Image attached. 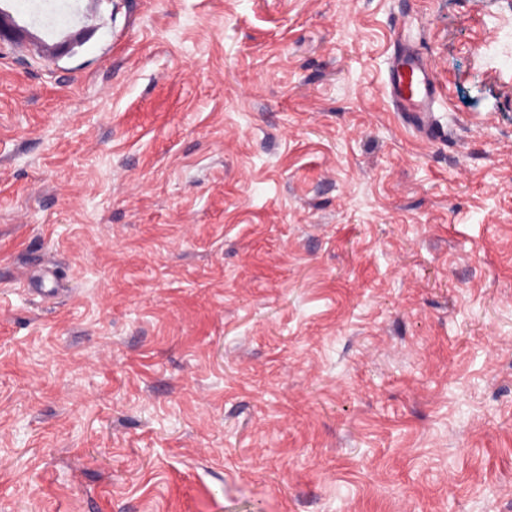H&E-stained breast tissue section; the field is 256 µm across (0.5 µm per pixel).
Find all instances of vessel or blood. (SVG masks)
Returning a JSON list of instances; mask_svg holds the SVG:
<instances>
[{
	"label": "vessel or blood",
	"instance_id": "vessel-or-blood-1",
	"mask_svg": "<svg viewBox=\"0 0 512 512\" xmlns=\"http://www.w3.org/2000/svg\"><path fill=\"white\" fill-rule=\"evenodd\" d=\"M388 86L397 111L406 113L423 131H431L439 90L417 48L400 37L389 59Z\"/></svg>",
	"mask_w": 512,
	"mask_h": 512
}]
</instances>
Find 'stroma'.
I'll list each match as a JSON object with an SVG mask.
<instances>
[{"instance_id": "1", "label": "stroma", "mask_w": 512, "mask_h": 512, "mask_svg": "<svg viewBox=\"0 0 512 512\" xmlns=\"http://www.w3.org/2000/svg\"><path fill=\"white\" fill-rule=\"evenodd\" d=\"M84 5L0 0V512H512V0ZM388 86L397 111L405 112L426 133L432 132L439 90L431 78L427 62L417 48L401 36L395 39L389 59Z\"/></svg>"}]
</instances>
